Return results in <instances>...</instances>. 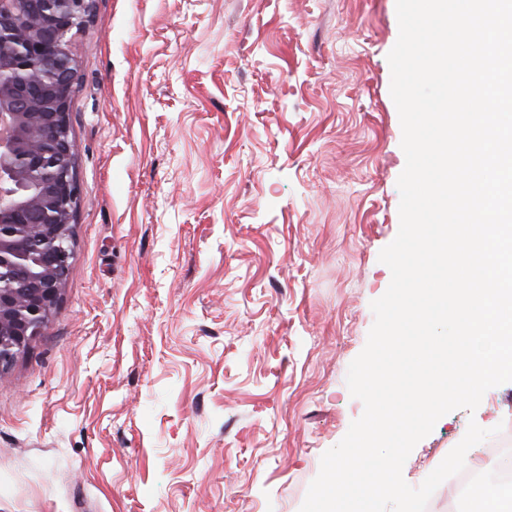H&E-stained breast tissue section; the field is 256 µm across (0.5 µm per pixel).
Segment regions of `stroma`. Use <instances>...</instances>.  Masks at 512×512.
Masks as SVG:
<instances>
[{
    "label": "stroma",
    "mask_w": 512,
    "mask_h": 512,
    "mask_svg": "<svg viewBox=\"0 0 512 512\" xmlns=\"http://www.w3.org/2000/svg\"><path fill=\"white\" fill-rule=\"evenodd\" d=\"M396 0H93L56 311L0 377V512H300L363 403L406 158ZM512 423L442 416L413 487Z\"/></svg>",
    "instance_id": "1"
}]
</instances>
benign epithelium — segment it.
<instances>
[{
    "mask_svg": "<svg viewBox=\"0 0 512 512\" xmlns=\"http://www.w3.org/2000/svg\"><path fill=\"white\" fill-rule=\"evenodd\" d=\"M93 0H0V375L56 310L80 204L73 31Z\"/></svg>",
    "mask_w": 512,
    "mask_h": 512,
    "instance_id": "1",
    "label": "benign epithelium"
}]
</instances>
